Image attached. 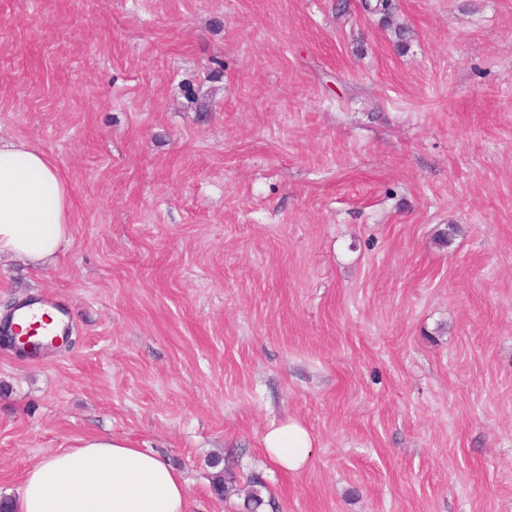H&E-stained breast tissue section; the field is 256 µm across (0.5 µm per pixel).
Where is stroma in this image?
<instances>
[{"label":"stroma","mask_w":512,"mask_h":512,"mask_svg":"<svg viewBox=\"0 0 512 512\" xmlns=\"http://www.w3.org/2000/svg\"><path fill=\"white\" fill-rule=\"evenodd\" d=\"M0 135L72 189L0 258L70 321L0 346V497L109 434L187 512H512V0H0ZM262 445L270 462L284 471L296 472L308 462L314 442L311 434L300 423L286 419L272 424L266 430Z\"/></svg>","instance_id":"stroma-1"}]
</instances>
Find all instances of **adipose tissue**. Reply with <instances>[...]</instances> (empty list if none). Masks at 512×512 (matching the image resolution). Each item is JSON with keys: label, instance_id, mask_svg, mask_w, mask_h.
<instances>
[{"label": "adipose tissue", "instance_id": "ef3b65f1", "mask_svg": "<svg viewBox=\"0 0 512 512\" xmlns=\"http://www.w3.org/2000/svg\"><path fill=\"white\" fill-rule=\"evenodd\" d=\"M71 190L53 161L27 142L0 137V256L40 269L54 263L70 232ZM263 450L296 472L314 447L297 421L271 425ZM15 512H187L181 475L124 438L93 435L26 471Z\"/></svg>", "mask_w": 512, "mask_h": 512}]
</instances>
